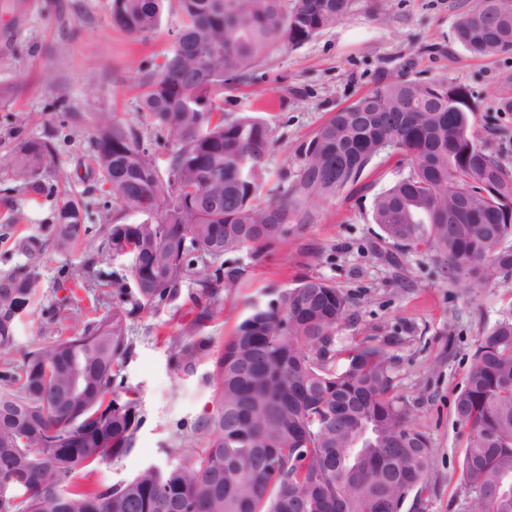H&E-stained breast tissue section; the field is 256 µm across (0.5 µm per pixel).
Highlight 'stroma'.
<instances>
[{"mask_svg": "<svg viewBox=\"0 0 512 512\" xmlns=\"http://www.w3.org/2000/svg\"><path fill=\"white\" fill-rule=\"evenodd\" d=\"M473 5L474 0H351L335 25L299 48L274 52L251 80L225 93L224 114L263 117L273 139L265 170L273 179L284 172L293 176L300 146L330 112L394 77L444 79L479 97L472 133L512 166V112L496 109L500 98L512 97V54L476 57L456 42L454 27ZM179 24L177 11L166 12L158 31L142 40L113 27L109 0H0V190L12 184L3 161L15 116L27 119L23 135L39 137L66 113H84L85 122L66 129L57 172L68 191L87 203L89 238L99 245L116 208L101 195L100 176L88 165V118L120 113L139 128L157 161H164L165 141L139 109L136 80L139 70L162 62ZM46 71L53 83H43ZM406 173L396 158L377 157L357 185L332 202L311 205L310 222L289 225L283 244L262 258L248 249L227 256L237 278L225 283L218 312L202 333L220 347L253 305L268 303L302 278L328 280L352 302L351 317L338 331L342 345L377 344L385 350L396 393L431 441L427 489L402 512H473L474 498L460 471L466 432L453 404L475 363L479 336L512 317V279L462 288L435 264L428 245L396 249L384 242L371 220L374 198ZM51 212V203L31 205L20 191L11 204L0 203V276L31 261L19 243L47 238ZM85 257L49 246L33 260L40 273L38 304L18 325V348L71 335L91 309L111 310L92 272L77 301L64 310L56 306L60 280ZM188 311L179 300L130 321L132 354L124 374L144 423L128 455L78 477V484H120L144 467L165 465L179 429L211 411V360L187 372L169 361L167 339Z\"/></svg>", "mask_w": 512, "mask_h": 512, "instance_id": "obj_1", "label": "stroma"}]
</instances>
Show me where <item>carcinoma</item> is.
Here are the masks:
<instances>
[{
    "label": "carcinoma",
    "instance_id": "cac0c4a2",
    "mask_svg": "<svg viewBox=\"0 0 512 512\" xmlns=\"http://www.w3.org/2000/svg\"><path fill=\"white\" fill-rule=\"evenodd\" d=\"M503 0H475L455 26L475 56L512 54V11L482 20ZM181 24L158 71L140 72L141 109L172 141L158 169L137 128L112 112L93 117L91 158L121 215L98 252L122 254L128 273L98 272L112 311L70 336L21 351L0 377V512H401L423 493L432 449L394 393L390 359L378 345L338 347L350 298L324 279H302L256 306L214 357L213 408L179 434L174 459L127 482L81 488L133 448L143 423L126 386L128 323L143 309L177 300L183 282L193 317L169 337L170 360L193 369L211 354L205 323L234 269L199 263L244 249L261 257L284 242L288 225L311 220L367 165L393 153L406 176L374 199L372 221L386 242H422L465 288L512 277V167L471 134L478 111L465 87L444 81L385 82L329 114L300 150L293 182L270 180L268 124L224 117V90L247 82L273 52L297 48L334 25L351 0H111L112 25L146 39L165 12ZM63 131L15 137L6 169L27 197L55 196L50 242L82 245L86 207L59 188L55 158ZM134 213L144 217L124 222ZM40 274L26 264L0 276V351L15 345ZM83 287L76 269L61 286L63 308ZM476 362L454 400L467 430L461 460L476 512H512V318L481 336ZM268 454L274 465L255 466Z\"/></svg>",
    "mask_w": 512,
    "mask_h": 512
}]
</instances>
